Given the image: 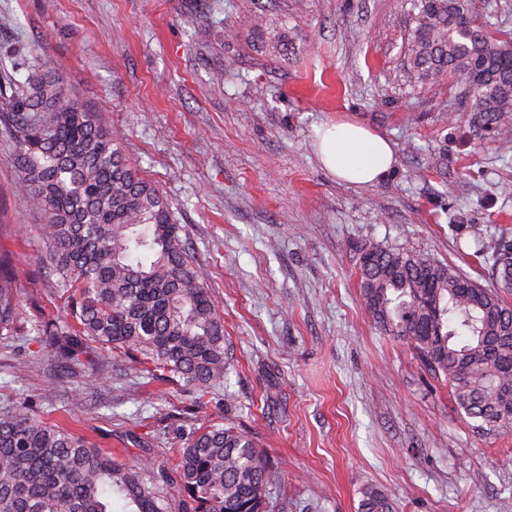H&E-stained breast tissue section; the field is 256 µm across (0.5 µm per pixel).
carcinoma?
I'll use <instances>...</instances> for the list:
<instances>
[{"label":"carcinoma","instance_id":"carcinoma-1","mask_svg":"<svg viewBox=\"0 0 512 512\" xmlns=\"http://www.w3.org/2000/svg\"><path fill=\"white\" fill-rule=\"evenodd\" d=\"M408 74L471 86L473 127L512 149V33L473 24L481 0H410ZM0 134L14 144L16 184L45 217V262L70 293L71 321H47L55 356L95 343L162 371L204 398L224 388V318L186 251L168 202L125 158L120 139L60 79L0 96ZM499 288L427 253L368 242L359 288L386 333L409 342L442 378L457 410L483 433L512 427V238H478ZM16 272L0 257V335L16 334ZM277 469L254 437L209 422L177 462L144 470L117 461L24 405L0 406V512H270ZM360 512H395L363 492Z\"/></svg>","mask_w":512,"mask_h":512}]
</instances>
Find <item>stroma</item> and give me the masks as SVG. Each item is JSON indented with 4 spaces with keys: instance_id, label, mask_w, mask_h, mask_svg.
I'll return each instance as SVG.
<instances>
[{
    "instance_id": "obj_1",
    "label": "stroma",
    "mask_w": 512,
    "mask_h": 512,
    "mask_svg": "<svg viewBox=\"0 0 512 512\" xmlns=\"http://www.w3.org/2000/svg\"><path fill=\"white\" fill-rule=\"evenodd\" d=\"M414 26L395 0H0V89L62 77L120 133L183 227L224 317L228 365L223 390L201 400L120 356L91 376L96 348L76 364L52 358L31 330L65 322L68 301L0 136V254L21 317L20 335H0V404L137 466H174L195 428L235 423L281 475L272 512H359L368 488L396 512H512V429L464 424L447 384L360 296L362 243L428 253L493 288L473 240L512 237V153L474 136L460 78L410 81ZM336 120L394 143L378 185L322 166L314 130Z\"/></svg>"
}]
</instances>
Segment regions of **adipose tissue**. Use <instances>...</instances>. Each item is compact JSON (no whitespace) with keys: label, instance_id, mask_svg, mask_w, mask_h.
Instances as JSON below:
<instances>
[{"label":"adipose tissue","instance_id":"1","mask_svg":"<svg viewBox=\"0 0 512 512\" xmlns=\"http://www.w3.org/2000/svg\"><path fill=\"white\" fill-rule=\"evenodd\" d=\"M316 149L324 168L340 181L372 187L392 170L395 149L386 137L356 123L317 128Z\"/></svg>","mask_w":512,"mask_h":512}]
</instances>
